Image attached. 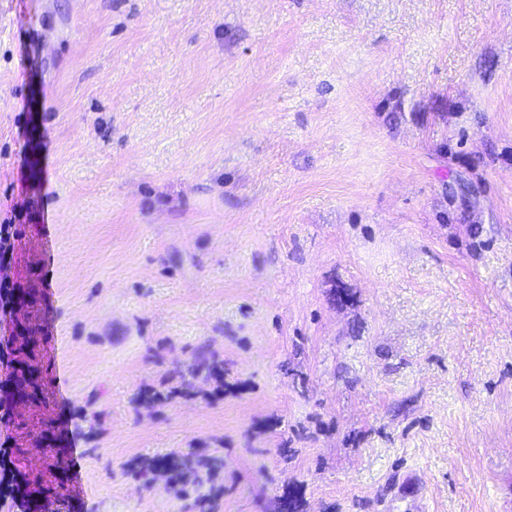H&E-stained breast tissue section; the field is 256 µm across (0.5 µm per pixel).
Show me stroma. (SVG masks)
Instances as JSON below:
<instances>
[{
    "instance_id": "35a3bbf8",
    "label": "stroma",
    "mask_w": 512,
    "mask_h": 512,
    "mask_svg": "<svg viewBox=\"0 0 512 512\" xmlns=\"http://www.w3.org/2000/svg\"><path fill=\"white\" fill-rule=\"evenodd\" d=\"M6 223L10 512H512V0H0ZM27 358L22 345L15 349L13 362L17 365V369H15L16 374L13 380V393L20 403H26L40 393L42 394L38 380L30 370L31 365L28 364ZM214 462L215 459H209V458H181V459H175L174 457H171L169 459H166L162 462L163 466L169 467L170 469L179 471L184 479H189L193 477L194 479H197L199 477V473L206 469V470H213L214 469Z\"/></svg>"
}]
</instances>
